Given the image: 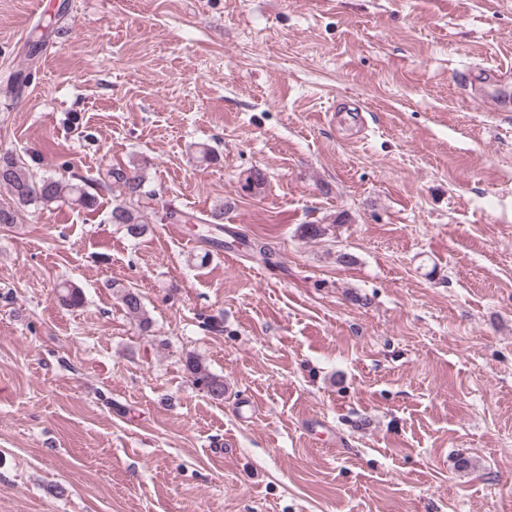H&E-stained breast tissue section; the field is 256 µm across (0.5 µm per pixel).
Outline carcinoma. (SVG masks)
I'll return each mask as SVG.
<instances>
[{
  "mask_svg": "<svg viewBox=\"0 0 512 512\" xmlns=\"http://www.w3.org/2000/svg\"><path fill=\"white\" fill-rule=\"evenodd\" d=\"M108 177L112 184L119 186L124 192V199L112 207L109 220L113 224L123 225L129 236L137 238L146 231L145 215L141 208L143 177L139 168L114 166L108 171ZM0 186L6 187L16 204L24 207H48L63 199L87 210H93L97 205L96 195L89 191L92 187L90 179L75 174L67 179L52 176L38 178L24 162L9 153L0 154ZM240 244L249 248L264 263H272V252L265 242L242 239ZM118 293L126 312L137 319L141 330H147L150 327V318L141 294L137 289L125 286L120 287ZM57 299L70 308H78L84 303L81 288L68 280L57 285ZM185 370L192 384L209 398L215 401L224 400L227 393L224 376L212 372L195 356L186 358Z\"/></svg>",
  "mask_w": 512,
  "mask_h": 512,
  "instance_id": "cac0c4a2",
  "label": "carcinoma"
}]
</instances>
